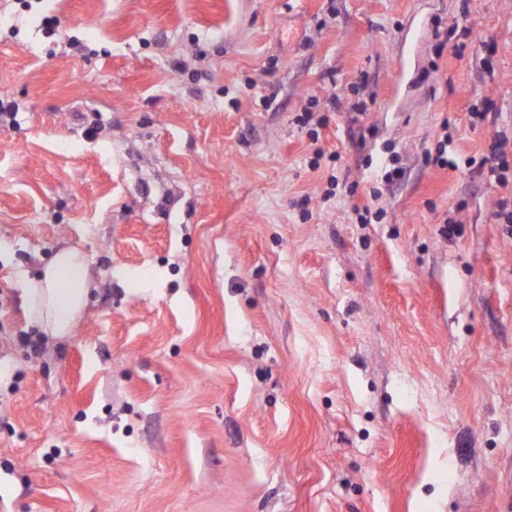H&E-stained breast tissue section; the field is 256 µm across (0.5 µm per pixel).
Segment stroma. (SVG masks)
Returning <instances> with one entry per match:
<instances>
[{
  "mask_svg": "<svg viewBox=\"0 0 512 512\" xmlns=\"http://www.w3.org/2000/svg\"><path fill=\"white\" fill-rule=\"evenodd\" d=\"M0 99V512H512V0H0ZM90 289L88 261L80 251H59L43 268L39 278L28 280L23 290L29 322L52 340L72 335L83 312Z\"/></svg>",
  "mask_w": 512,
  "mask_h": 512,
  "instance_id": "stroma-1",
  "label": "stroma"
}]
</instances>
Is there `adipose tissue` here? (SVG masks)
<instances>
[{
	"label": "adipose tissue",
	"instance_id": "1",
	"mask_svg": "<svg viewBox=\"0 0 512 512\" xmlns=\"http://www.w3.org/2000/svg\"><path fill=\"white\" fill-rule=\"evenodd\" d=\"M90 289L88 261L80 251H59L39 278L26 281L23 290L29 322L52 340L70 336L83 312Z\"/></svg>",
	"mask_w": 512,
	"mask_h": 512
}]
</instances>
